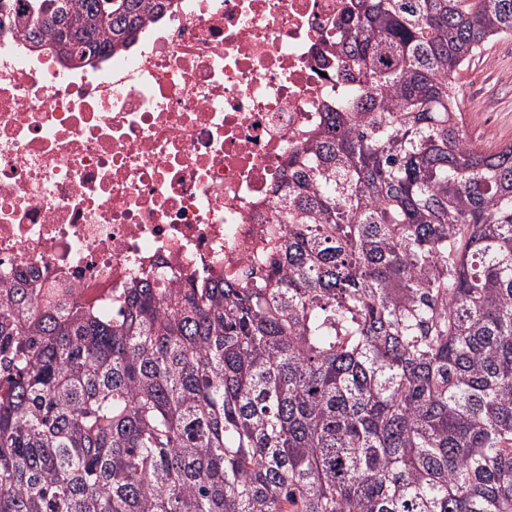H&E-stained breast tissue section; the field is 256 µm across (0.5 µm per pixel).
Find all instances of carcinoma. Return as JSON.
I'll return each mask as SVG.
<instances>
[{
    "instance_id": "carcinoma-1",
    "label": "carcinoma",
    "mask_w": 512,
    "mask_h": 512,
    "mask_svg": "<svg viewBox=\"0 0 512 512\" xmlns=\"http://www.w3.org/2000/svg\"><path fill=\"white\" fill-rule=\"evenodd\" d=\"M83 60L164 0H28ZM261 273L113 312L0 283V512H512V144L456 76L512 0H346Z\"/></svg>"
}]
</instances>
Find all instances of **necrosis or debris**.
Masks as SVG:
<instances>
[{
    "label": "necrosis or debris",
    "mask_w": 512,
    "mask_h": 512,
    "mask_svg": "<svg viewBox=\"0 0 512 512\" xmlns=\"http://www.w3.org/2000/svg\"><path fill=\"white\" fill-rule=\"evenodd\" d=\"M341 0H167L129 47L72 62L0 13V279L120 303L259 264L282 170L340 81Z\"/></svg>",
    "instance_id": "necrosis-or-debris-1"
}]
</instances>
